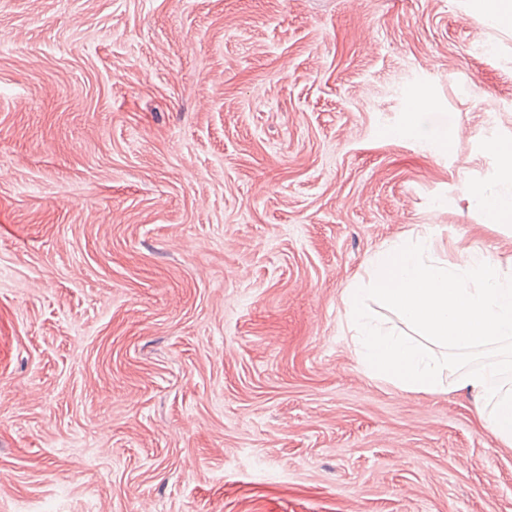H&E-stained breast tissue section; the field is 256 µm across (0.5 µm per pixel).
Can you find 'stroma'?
<instances>
[{
	"mask_svg": "<svg viewBox=\"0 0 512 512\" xmlns=\"http://www.w3.org/2000/svg\"><path fill=\"white\" fill-rule=\"evenodd\" d=\"M475 8L0 0V512H512L476 392L371 378L342 304L426 228L512 268ZM499 163L498 189L474 188L473 204L482 210L488 223L511 226L512 223V141L491 145Z\"/></svg>",
	"mask_w": 512,
	"mask_h": 512,
	"instance_id": "1",
	"label": "stroma"
}]
</instances>
